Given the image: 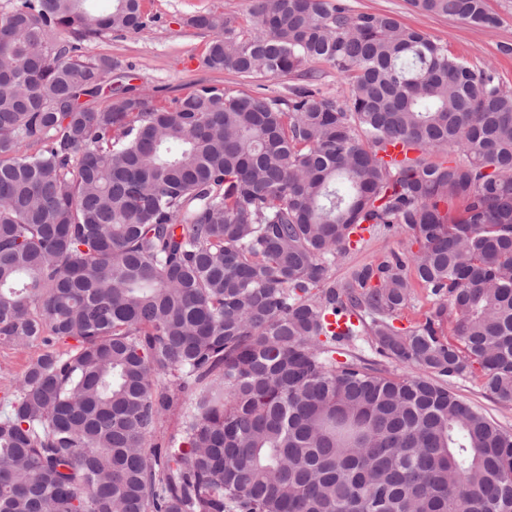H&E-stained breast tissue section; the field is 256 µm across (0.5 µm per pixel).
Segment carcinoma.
I'll list each match as a JSON object with an SVG mask.
<instances>
[{
    "mask_svg": "<svg viewBox=\"0 0 512 512\" xmlns=\"http://www.w3.org/2000/svg\"><path fill=\"white\" fill-rule=\"evenodd\" d=\"M88 2L0 12V343L49 346L0 419V512H512V432L449 386L477 366L512 403V91L392 15L256 0L189 24L210 69L301 73L288 98L118 83L92 107L118 64L80 44L148 19ZM399 226L417 251L333 277ZM417 287L437 306L399 327ZM167 377L192 399L162 460Z\"/></svg>",
    "mask_w": 512,
    "mask_h": 512,
    "instance_id": "obj_1",
    "label": "carcinoma"
}]
</instances>
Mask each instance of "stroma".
<instances>
[{
  "label": "stroma",
  "instance_id": "35a3bbf8",
  "mask_svg": "<svg viewBox=\"0 0 512 512\" xmlns=\"http://www.w3.org/2000/svg\"><path fill=\"white\" fill-rule=\"evenodd\" d=\"M352 13L390 14L403 24L417 28L474 68L492 70L500 84L512 90V0H488L490 11L499 19L490 28L474 27L458 20L415 11L408 0H345ZM251 0H142L148 17L138 32L113 31L83 42V57L112 58L129 76L138 92L156 103L182 96L199 86L262 92L287 97L291 87L302 84L298 75L243 78L231 71H215L204 62L209 32L188 25L198 12L212 11L246 23ZM415 246L406 228L388 237L369 238L364 245L337 265V277L349 268L375 261L392 250ZM44 350L42 343L16 348L0 343V398L15 389L27 365ZM453 391L466 403L481 410L504 429L512 431V403L498 401L482 384L480 374H468L454 381Z\"/></svg>",
  "mask_w": 512,
  "mask_h": 512
}]
</instances>
